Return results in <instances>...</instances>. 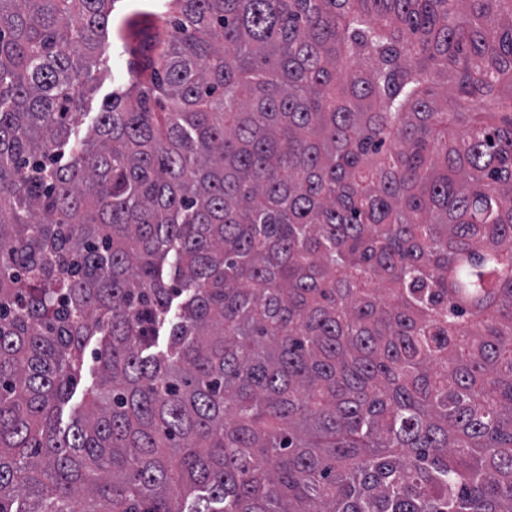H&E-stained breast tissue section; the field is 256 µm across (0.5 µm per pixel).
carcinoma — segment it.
I'll return each instance as SVG.
<instances>
[{"label": "carcinoma", "mask_w": 512, "mask_h": 512, "mask_svg": "<svg viewBox=\"0 0 512 512\" xmlns=\"http://www.w3.org/2000/svg\"><path fill=\"white\" fill-rule=\"evenodd\" d=\"M169 2L0 0V512H512V0ZM163 0H114L112 35L99 57L94 90L87 95L85 112L78 120L75 135L86 136L97 123L103 103L112 94L125 91L131 67L140 61V51L147 43L162 48L169 37L172 19ZM147 42V43H146ZM95 367L96 366L89 355L82 377L78 380L77 385L73 390V396L70 402L63 408L62 420L60 422L61 430L66 429L72 420V416L81 409L85 401V395L88 388L93 382H95L97 376Z\"/></svg>", "instance_id": "1"}]
</instances>
